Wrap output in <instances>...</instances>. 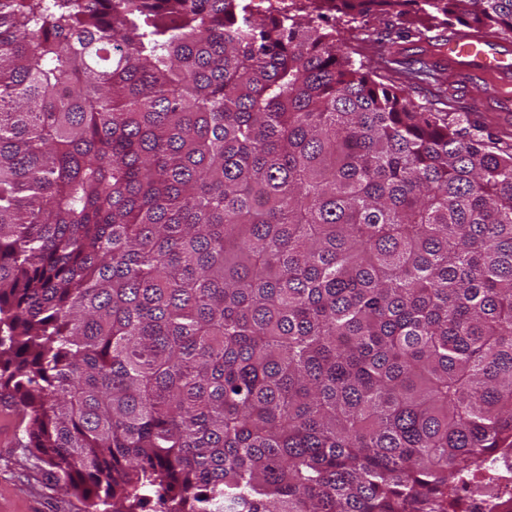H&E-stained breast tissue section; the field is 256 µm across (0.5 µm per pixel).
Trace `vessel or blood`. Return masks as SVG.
Returning a JSON list of instances; mask_svg holds the SVG:
<instances>
[{"instance_id":"vessel-or-blood-1","label":"vessel or blood","mask_w":512,"mask_h":512,"mask_svg":"<svg viewBox=\"0 0 512 512\" xmlns=\"http://www.w3.org/2000/svg\"><path fill=\"white\" fill-rule=\"evenodd\" d=\"M439 53L449 58L457 68L492 75L504 81L512 79V52L499 50L494 38H462L451 34L445 37Z\"/></svg>"}]
</instances>
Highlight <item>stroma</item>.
Returning <instances> with one entry per match:
<instances>
[{
	"label": "stroma",
	"mask_w": 512,
	"mask_h": 512,
	"mask_svg": "<svg viewBox=\"0 0 512 512\" xmlns=\"http://www.w3.org/2000/svg\"><path fill=\"white\" fill-rule=\"evenodd\" d=\"M336 28L356 59L369 61L377 51L389 54L393 63L378 71V80L405 85L415 103L444 100L449 111L467 115L471 123L487 126L497 136L512 133V96L500 97L490 80L455 72L435 60L437 41L451 31L468 33L465 24L455 21L420 35L396 15L370 14L358 18L352 27L340 22ZM420 57L436 62L437 78L408 80L407 64ZM20 419L18 409L0 402V512H96L91 501L66 490L48 466L22 448Z\"/></svg>",
	"instance_id": "35a3bbf8"
}]
</instances>
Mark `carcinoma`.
I'll list each match as a JSON object with an SVG mask.
<instances>
[{"instance_id": "cac0c4a2", "label": "carcinoma", "mask_w": 512, "mask_h": 512, "mask_svg": "<svg viewBox=\"0 0 512 512\" xmlns=\"http://www.w3.org/2000/svg\"><path fill=\"white\" fill-rule=\"evenodd\" d=\"M0 0V401L104 512H459L512 449V144L324 12Z\"/></svg>"}]
</instances>
